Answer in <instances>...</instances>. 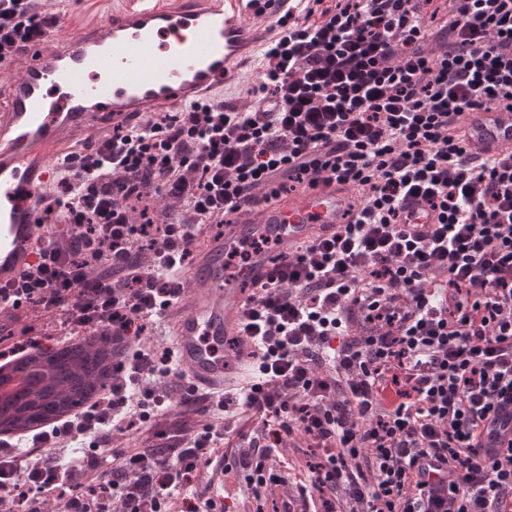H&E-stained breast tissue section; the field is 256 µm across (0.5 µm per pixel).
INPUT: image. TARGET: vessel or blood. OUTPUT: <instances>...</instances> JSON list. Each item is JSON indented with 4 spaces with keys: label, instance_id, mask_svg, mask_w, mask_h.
<instances>
[{
    "label": "vessel or blood",
    "instance_id": "b4317fda",
    "mask_svg": "<svg viewBox=\"0 0 512 512\" xmlns=\"http://www.w3.org/2000/svg\"><path fill=\"white\" fill-rule=\"evenodd\" d=\"M290 2L134 0L104 23L57 32L50 51L22 56V74L0 110V286L22 279L50 236V227L36 221L37 200L61 156L86 138L96 118L135 121L211 99L251 73ZM460 129L484 155L512 154L511 106L462 113ZM353 202L347 185L322 181L241 211L237 223L195 250L165 322L178 371L196 393L221 395L240 385L249 353L230 361L224 346L239 335L255 287L299 246L348 223ZM259 238L270 251L225 270L227 253Z\"/></svg>",
    "mask_w": 512,
    "mask_h": 512
}]
</instances>
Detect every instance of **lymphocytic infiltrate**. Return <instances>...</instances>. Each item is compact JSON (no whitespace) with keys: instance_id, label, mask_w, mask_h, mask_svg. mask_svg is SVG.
<instances>
[{"instance_id":"obj_1","label":"lymphocytic infiltrate","mask_w":512,"mask_h":512,"mask_svg":"<svg viewBox=\"0 0 512 512\" xmlns=\"http://www.w3.org/2000/svg\"><path fill=\"white\" fill-rule=\"evenodd\" d=\"M36 0H0V64L58 30ZM264 51L253 106L203 101L114 125L64 156L37 221L54 231L0 306L57 315L70 337L107 336L110 394L51 429L93 454L19 463L0 447V512L31 489L54 512H212L206 473L223 427L149 424L168 401L171 347L142 348L180 295L198 241L241 208L326 177L363 198L333 238L297 250L244 309L237 347L259 382L237 405L260 413L224 471L261 499L283 484L278 449H323L283 512H512V159L473 151L462 112L512 103V0H448L447 50H426L420 0H336L288 17ZM164 223L149 216L155 197ZM419 196L437 221H400ZM170 437L167 448L155 447Z\"/></svg>"}]
</instances>
